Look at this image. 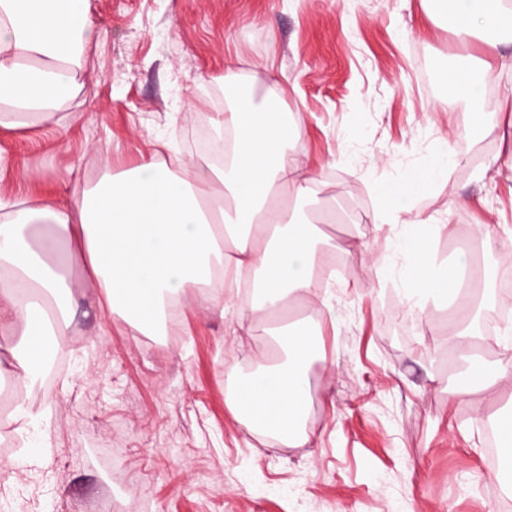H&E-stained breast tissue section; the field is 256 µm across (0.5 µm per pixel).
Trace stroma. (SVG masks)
Listing matches in <instances>:
<instances>
[{
  "instance_id": "obj_1",
  "label": "stroma",
  "mask_w": 512,
  "mask_h": 512,
  "mask_svg": "<svg viewBox=\"0 0 512 512\" xmlns=\"http://www.w3.org/2000/svg\"><path fill=\"white\" fill-rule=\"evenodd\" d=\"M104 38L92 47L73 101L79 122L0 131V179L14 197L66 195L152 153L194 151L228 69L264 63L258 92L276 84L299 111L295 156L320 175L315 210L347 207L354 223H324L345 259L335 282L304 297L321 353L307 370L308 442L294 448L247 431L226 403L231 364L266 351L262 324L197 303L187 291L165 335L136 334L80 286L52 394L26 401L51 425L46 448L0 451V512H96L117 490L127 512H493L486 429L512 403V382L461 395L448 350V306L412 320L401 292L405 258L372 255L391 233L373 223L380 189L426 166L441 135L454 156L445 179L393 208L452 211L429 235L440 266L475 225L512 235V162L501 130L512 72L495 96L448 105L445 74L463 67L442 18L421 0H91ZM483 115L481 126L471 113Z\"/></svg>"
}]
</instances>
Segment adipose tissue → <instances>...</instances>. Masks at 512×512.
<instances>
[{"mask_svg": "<svg viewBox=\"0 0 512 512\" xmlns=\"http://www.w3.org/2000/svg\"><path fill=\"white\" fill-rule=\"evenodd\" d=\"M428 18L448 16L460 47L480 40L478 57L465 82L466 98L497 80L503 45L496 31L512 33V0H421ZM101 32L90 0H0V130L78 120L69 109L81 86L88 51ZM230 97L212 120L235 134L227 167L179 161L177 168L151 159L131 170L106 173L93 188L53 196L14 198L0 193V335L22 336L25 354L18 368L33 385L47 354L45 336H57L71 321L75 284L72 262L85 283L99 288L113 313L135 332L154 331L165 320L168 301L191 288H206L214 268L224 289L208 295L223 306L240 282L257 296L240 320L262 321L312 288L324 239L303 203L318 174L291 154L300 131L299 115L284 119L257 104L251 77L228 70ZM448 151L440 149L428 167L382 187L383 196L413 197L447 174ZM374 223L396 228L388 245L410 261L405 289L415 309L446 299L465 309L474 300L458 288L461 275L479 281L475 259L461 253L453 267L425 259L423 226L446 229L450 213L414 214L383 208ZM318 331L307 321L290 325L279 357L244 377L231 391L230 406L248 430L277 436L291 447L305 445L309 409L307 369L318 349ZM473 336L458 328L450 349L468 362L463 390L487 389L485 365L471 353Z\"/></svg>", "mask_w": 512, "mask_h": 512, "instance_id": "1", "label": "adipose tissue"}]
</instances>
